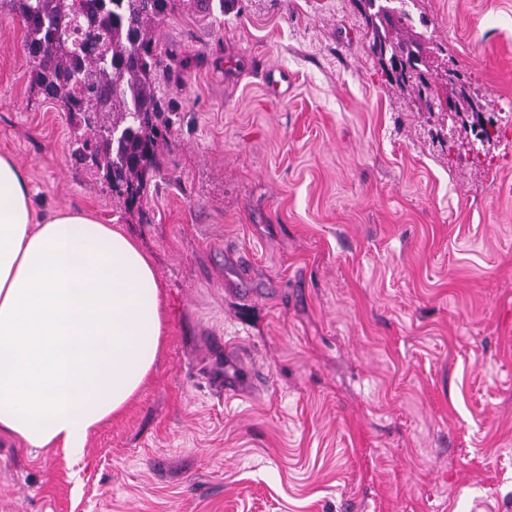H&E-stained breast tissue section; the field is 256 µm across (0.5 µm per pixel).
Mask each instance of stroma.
<instances>
[{
	"mask_svg": "<svg viewBox=\"0 0 512 512\" xmlns=\"http://www.w3.org/2000/svg\"><path fill=\"white\" fill-rule=\"evenodd\" d=\"M490 135L387 81L359 0L178 7L141 209L74 157L0 11V153L151 258V378L81 458L0 441V512H512V0H407ZM279 80L282 94L271 92ZM253 379L225 394L226 368Z\"/></svg>",
	"mask_w": 512,
	"mask_h": 512,
	"instance_id": "35a3bbf8",
	"label": "stroma"
}]
</instances>
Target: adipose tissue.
Listing matches in <instances>:
<instances>
[{"mask_svg": "<svg viewBox=\"0 0 512 512\" xmlns=\"http://www.w3.org/2000/svg\"><path fill=\"white\" fill-rule=\"evenodd\" d=\"M160 286L135 240L82 209L38 213L0 155V440L81 457L161 349Z\"/></svg>", "mask_w": 512, "mask_h": 512, "instance_id": "ef3b65f1", "label": "adipose tissue"}]
</instances>
